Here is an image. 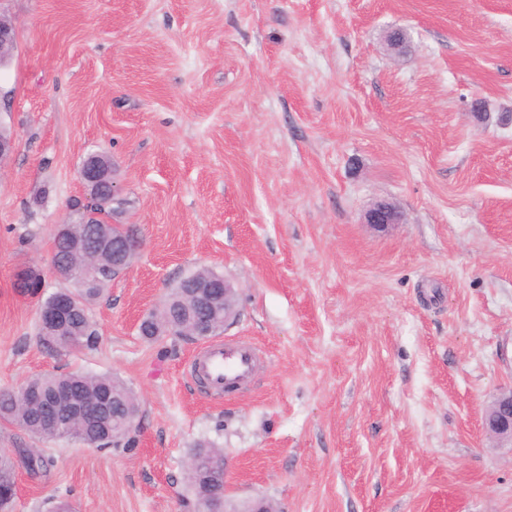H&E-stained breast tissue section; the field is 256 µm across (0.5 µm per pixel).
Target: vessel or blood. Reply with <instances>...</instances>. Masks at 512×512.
<instances>
[{"label": "vessel or blood", "instance_id": "vessel-or-blood-1", "mask_svg": "<svg viewBox=\"0 0 512 512\" xmlns=\"http://www.w3.org/2000/svg\"><path fill=\"white\" fill-rule=\"evenodd\" d=\"M258 352L241 343L217 341L198 350L192 360V377L203 380L209 395L244 385L250 378Z\"/></svg>", "mask_w": 512, "mask_h": 512}]
</instances>
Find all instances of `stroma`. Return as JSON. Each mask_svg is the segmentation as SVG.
I'll use <instances>...</instances> for the list:
<instances>
[{
  "instance_id": "obj_1",
  "label": "stroma",
  "mask_w": 512,
  "mask_h": 512,
  "mask_svg": "<svg viewBox=\"0 0 512 512\" xmlns=\"http://www.w3.org/2000/svg\"><path fill=\"white\" fill-rule=\"evenodd\" d=\"M15 148L0 165V390L110 374L140 403L130 450L0 425L14 512H189L194 448L228 494L279 512H512V447L485 433L512 387V0H0ZM405 30L403 52L387 34ZM103 151L144 248L92 304L96 350L50 352L38 303L54 224ZM401 221L365 224L376 202ZM206 267L238 291L222 338L259 350L211 399L194 340L141 320ZM191 457H197L203 459V462L205 463L207 468L213 469V470H223L224 472L221 474H214L212 476V484L214 486L213 492L220 496L219 504H224V508H216L212 507L210 509H204L201 510L203 512H269L270 509H268L267 506H264L262 502H255L248 507H245L243 509H237V508H229L228 504L226 502L225 496H224V484L226 483L227 478V471L225 467V461H224V452L222 449L219 448H204L203 446H200L199 448H194L192 451ZM22 463L25 468L38 474L47 470L48 459L37 448H21L13 458L8 455L0 456V483H7V492H13L14 477L18 463Z\"/></svg>"
}]
</instances>
